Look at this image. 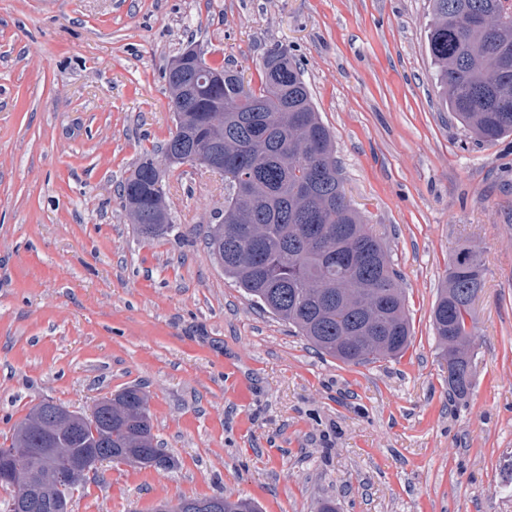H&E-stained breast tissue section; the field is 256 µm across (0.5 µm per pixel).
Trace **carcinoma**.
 <instances>
[{"label": "carcinoma", "mask_w": 512, "mask_h": 512, "mask_svg": "<svg viewBox=\"0 0 512 512\" xmlns=\"http://www.w3.org/2000/svg\"><path fill=\"white\" fill-rule=\"evenodd\" d=\"M429 2L427 51L442 107L487 145L512 135V0ZM258 67L257 89H242L239 72L226 69L224 84H200L184 101L178 80L197 75V64L167 80L175 130L162 147L164 159L202 145L224 160V214L209 225L210 255L251 301L320 353L351 365L400 357L412 339L400 275L347 198L331 132L303 72L282 49L268 52ZM155 164L145 154L120 185L123 206L146 237L173 228L164 187L151 179ZM485 276L482 259L458 247L433 307L448 388L460 399L472 387L469 304ZM42 433L36 405L10 429V447L37 449ZM50 439L59 452L41 457L40 472L0 479V512L30 491L46 501L70 499L82 483L73 465L104 451L144 469L177 467L158 460L148 396L137 385L112 397V413L98 426L62 423ZM207 501L215 512H259L249 499Z\"/></svg>", "instance_id": "obj_1"}]
</instances>
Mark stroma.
Here are the masks:
<instances>
[{
	"label": "stroma",
	"mask_w": 512,
	"mask_h": 512,
	"mask_svg": "<svg viewBox=\"0 0 512 512\" xmlns=\"http://www.w3.org/2000/svg\"><path fill=\"white\" fill-rule=\"evenodd\" d=\"M428 20V0H0V443L41 401L87 415L138 384L178 461L104 463L71 512H512V136L484 145L440 109ZM190 40L254 87L268 51L301 63L401 275L402 357L320 355L225 277L204 167L163 169L173 233L132 224L117 189L174 129L163 72ZM461 244L487 274L454 401L431 315ZM188 500H207L212 502L215 507V511L217 512H259L258 505L244 498H239L237 500H231L230 498L216 495L207 498H187L181 497L177 499L175 502H166L157 509V511H166V512H181L179 511Z\"/></svg>",
	"instance_id": "1"
}]
</instances>
